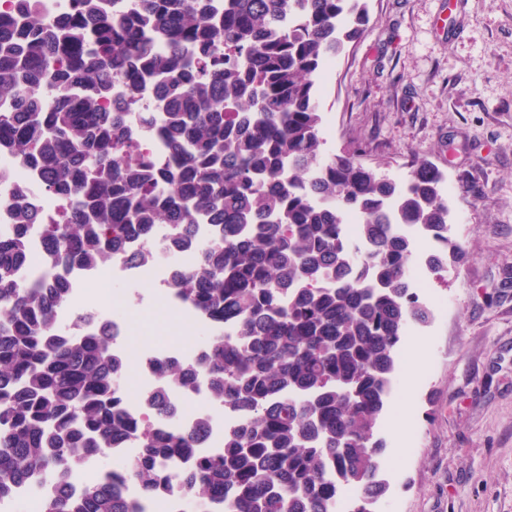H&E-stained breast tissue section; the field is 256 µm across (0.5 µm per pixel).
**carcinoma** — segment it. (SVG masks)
I'll use <instances>...</instances> for the list:
<instances>
[{"label":"carcinoma","mask_w":512,"mask_h":512,"mask_svg":"<svg viewBox=\"0 0 512 512\" xmlns=\"http://www.w3.org/2000/svg\"><path fill=\"white\" fill-rule=\"evenodd\" d=\"M20 2L23 23L0 16V149L63 198L61 223L43 225L55 264L108 265L160 224L215 225L221 238L175 288L235 336L216 330L196 366L169 364L146 402L164 412V390L203 372L214 404L243 421L204 455L207 418L168 433L133 422L109 319L70 336L56 313L68 282L16 279L36 219L23 208L0 235V499L41 478L54 486L43 512H144L110 472L75 480L125 441L143 494L182 465L185 493L214 512H333L346 489L349 512H372L389 490L377 423L398 347L431 318L398 225L436 237L439 276L469 252L448 236L443 175L426 158L392 178L352 147L324 149L318 80L369 23L367 0H78L60 23ZM117 86L154 89L140 124L166 143L163 162L133 158ZM351 213L360 240L344 234Z\"/></svg>","instance_id":"1"}]
</instances>
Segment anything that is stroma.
Listing matches in <instances>:
<instances>
[{
	"label": "stroma",
	"mask_w": 512,
	"mask_h": 512,
	"mask_svg": "<svg viewBox=\"0 0 512 512\" xmlns=\"http://www.w3.org/2000/svg\"><path fill=\"white\" fill-rule=\"evenodd\" d=\"M370 22L319 79L327 152L358 147L398 177L444 176L464 266L430 277L429 325L404 336L378 428L390 483L374 512H512V0H368ZM141 281L126 336L162 320Z\"/></svg>",
	"instance_id": "35a3bbf8"
}]
</instances>
